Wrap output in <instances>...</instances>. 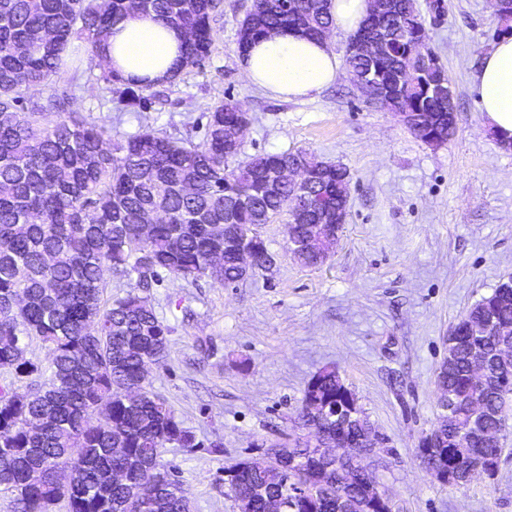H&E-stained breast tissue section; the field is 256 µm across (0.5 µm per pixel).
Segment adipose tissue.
<instances>
[{"mask_svg": "<svg viewBox=\"0 0 512 512\" xmlns=\"http://www.w3.org/2000/svg\"><path fill=\"white\" fill-rule=\"evenodd\" d=\"M183 42V32L165 21L132 15L113 28L101 55L123 80L156 83L176 72ZM239 66L253 85L287 100L310 96L341 75L327 41L294 31L255 40L240 56ZM474 90L492 130L512 140V36H501L483 54Z\"/></svg>", "mask_w": 512, "mask_h": 512, "instance_id": "adipose-tissue-1", "label": "adipose tissue"}]
</instances>
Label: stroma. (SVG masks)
<instances>
[{
	"label": "stroma",
	"instance_id": "obj_1",
	"mask_svg": "<svg viewBox=\"0 0 512 512\" xmlns=\"http://www.w3.org/2000/svg\"><path fill=\"white\" fill-rule=\"evenodd\" d=\"M427 40L454 90L457 130L448 144L416 139L394 113L371 105L347 77L304 99H277L243 76L238 31L253 0H224L203 64L160 85L148 112L120 103L118 82L85 37L74 63L31 98L68 95L69 110L107 120L114 134L142 124L176 134L236 102L249 113L245 152L303 149L346 166L349 214L321 267L288 250V218L261 225L275 267L231 287L165 276L152 288L171 327L168 356L147 375L195 448H170L191 512H237L224 469L300 435L304 389L336 367L381 439L373 474L396 512H512V434L495 479L457 488L435 482L416 448L436 421L435 376L445 338L466 310L512 274V150L479 110L474 78L500 23L492 0H418Z\"/></svg>",
	"mask_w": 512,
	"mask_h": 512
}]
</instances>
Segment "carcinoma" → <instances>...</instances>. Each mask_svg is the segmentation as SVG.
Listing matches in <instances>:
<instances>
[{
  "mask_svg": "<svg viewBox=\"0 0 512 512\" xmlns=\"http://www.w3.org/2000/svg\"><path fill=\"white\" fill-rule=\"evenodd\" d=\"M331 0H254L241 22L238 49L273 32L301 29L320 38L332 28ZM152 15L191 34L180 70L208 56L222 0H0V368L17 376L41 373L25 357L23 339L36 338L50 354L49 374L24 394L0 388V492L13 496L16 512H190L186 490L168 448H199L195 435L177 421L167 399L144 386L146 372L168 354L171 330L161 322L150 290L162 274L222 286L248 278L232 250H224V225L251 234L259 225L294 211L303 199L311 210L295 226L302 247L289 245L304 267L323 263L328 245L315 237L325 214L348 204L351 173L341 164L304 150L250 155L244 147L224 153V120L242 107L221 103L207 116L205 135L173 136L147 128L124 139L112 129L79 118L67 100L52 94L24 102V90L47 85L62 73L64 53L76 34L99 52L112 27L129 15ZM421 17L416 0H391L377 26L390 30L396 16ZM439 58L418 31L393 34L384 74L407 75L384 108L433 124L434 139L448 143L456 115L446 112L423 77H412L423 59ZM350 83H370L365 63L346 57ZM143 87L124 89L126 102L151 106ZM301 158L321 169L309 185L279 183L273 166ZM154 220L151 231L142 225ZM252 270H269L275 257L265 240L254 243ZM121 277L137 274L121 297L107 296L103 269ZM494 315L512 323V299L497 292L482 297L467 314ZM472 360L457 350L448 366V390L466 400ZM483 423L509 429L512 378L498 376L486 388ZM346 402L336 368L314 375L304 390L297 419L308 434L279 446L294 471L293 485L310 491L299 512H360L362 477L348 462L332 463L317 475L315 454L342 425L316 428L312 409ZM368 416L345 427L349 451L359 453L357 432ZM466 448L490 458L489 479L499 472L502 449L473 438ZM461 453L436 451L420 460L426 470L457 468ZM224 496L238 509L271 512L289 487L265 458L226 468Z\"/></svg>",
  "mask_w": 512,
  "mask_h": 512,
  "instance_id": "carcinoma-1",
  "label": "carcinoma"
}]
</instances>
